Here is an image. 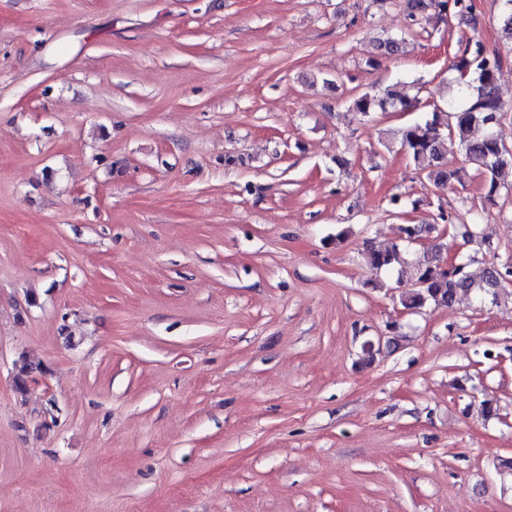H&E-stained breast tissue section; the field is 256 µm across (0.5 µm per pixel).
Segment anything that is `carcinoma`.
Wrapping results in <instances>:
<instances>
[{"label":"carcinoma","instance_id":"carcinoma-1","mask_svg":"<svg viewBox=\"0 0 512 512\" xmlns=\"http://www.w3.org/2000/svg\"><path fill=\"white\" fill-rule=\"evenodd\" d=\"M405 11L410 20L416 22L430 9L450 17H464L471 11L470 0H404ZM501 59L490 52L479 39H470L460 55L451 64L458 73L459 85L456 100L449 103L450 111L434 112L428 118L399 127L391 131L400 142L410 163L425 174L433 185L442 190L452 188L461 179L465 166L476 168L482 181L483 198L494 203L502 189L509 187L505 173L512 170V154L504 152V145L494 132L497 114L503 110L497 91V74ZM354 110L369 115L373 112L406 111L416 104L404 100L392 89L364 92L351 101ZM483 130L476 137L474 131ZM458 142L464 166L450 168L445 163L447 141ZM367 262L378 270H391L403 263L398 246L390 249H370ZM413 270L419 288L400 298L406 309H416L429 302L452 306L460 292H474L482 297L489 294V282L500 275L498 269H487L481 280L475 281L466 271L446 272L439 268V260L429 250L412 258ZM42 370L41 364L23 363L15 377V390L24 394L28 390V374Z\"/></svg>","mask_w":512,"mask_h":512}]
</instances>
